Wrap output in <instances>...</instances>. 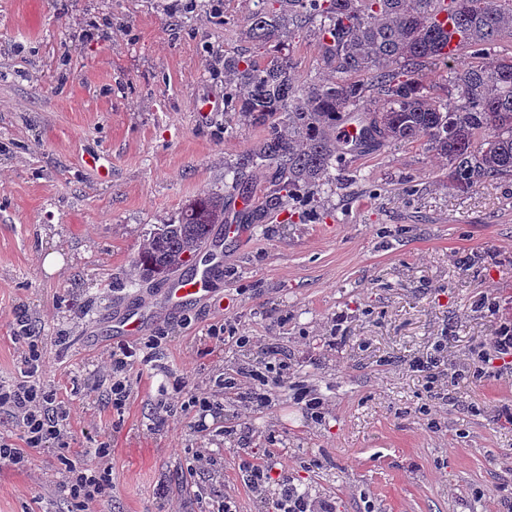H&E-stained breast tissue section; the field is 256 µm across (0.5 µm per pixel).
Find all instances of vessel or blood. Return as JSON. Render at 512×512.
Returning <instances> with one entry per match:
<instances>
[{"mask_svg":"<svg viewBox=\"0 0 512 512\" xmlns=\"http://www.w3.org/2000/svg\"><path fill=\"white\" fill-rule=\"evenodd\" d=\"M224 252L216 250L213 258L202 259L193 273L171 276L164 283L159 297L125 305L103 316L104 340L141 334L159 318L180 313L187 307L211 305L222 283Z\"/></svg>","mask_w":512,"mask_h":512,"instance_id":"b4317fda","label":"vessel or blood"}]
</instances>
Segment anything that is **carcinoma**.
<instances>
[{
  "label": "carcinoma",
  "mask_w": 512,
  "mask_h": 512,
  "mask_svg": "<svg viewBox=\"0 0 512 512\" xmlns=\"http://www.w3.org/2000/svg\"><path fill=\"white\" fill-rule=\"evenodd\" d=\"M256 0L246 23L256 42L282 43L286 28L317 26L327 83L295 87L291 56L263 61L224 55V111L269 132L231 170L227 195L204 193L182 208L177 222L161 224L144 240L132 284H161L189 266L230 201L252 198L249 173L271 170L272 189L245 209L236 224H263L290 200L305 201L330 179L347 155L389 144L426 140L448 161V184L470 191L480 183L512 180V56L485 62L503 32L512 33V0ZM456 49L448 50L450 39ZM468 52L464 59L461 52ZM448 66V98L428 94L425 70ZM352 119L353 139L337 125Z\"/></svg>",
  "instance_id": "1"
}]
</instances>
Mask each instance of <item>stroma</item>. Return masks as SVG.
<instances>
[{"label": "stroma", "instance_id": "obj_1", "mask_svg": "<svg viewBox=\"0 0 512 512\" xmlns=\"http://www.w3.org/2000/svg\"><path fill=\"white\" fill-rule=\"evenodd\" d=\"M254 0H0V379L20 377L17 318L44 337V385L70 410L69 451L0 464V512H68L50 477L111 443L112 492L95 512H274L241 462L268 463L334 512H512V387L478 354L512 322V181L468 192L426 141L347 156L310 202L287 204L248 239L225 240L224 309L161 318L131 394L99 390L111 344L92 331L130 287L149 232L175 221L268 134L237 113L199 111L224 97V54L255 55ZM306 87L328 79L312 27L286 43ZM62 256L46 272V255ZM223 329L226 340L212 339ZM436 359V395L419 361ZM273 363L288 384L225 432L194 414L158 422L175 377L250 383ZM307 387L325 416L294 398ZM444 409L432 413L435 402ZM215 464L187 465L198 449Z\"/></svg>", "mask_w": 512, "mask_h": 512}]
</instances>
